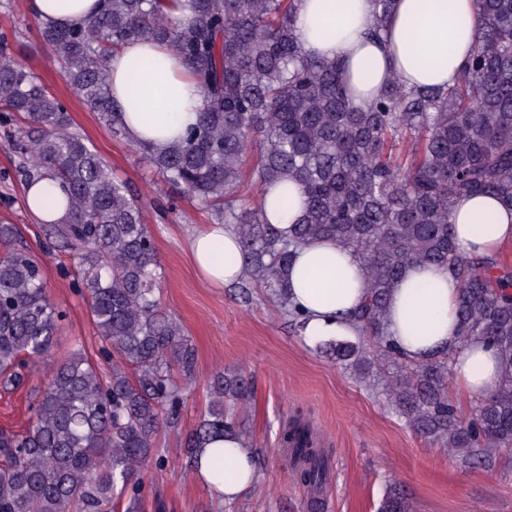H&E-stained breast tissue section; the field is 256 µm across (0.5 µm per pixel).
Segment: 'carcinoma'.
Here are the masks:
<instances>
[{
    "label": "carcinoma",
    "mask_w": 512,
    "mask_h": 512,
    "mask_svg": "<svg viewBox=\"0 0 512 512\" xmlns=\"http://www.w3.org/2000/svg\"><path fill=\"white\" fill-rule=\"evenodd\" d=\"M372 28L383 36L393 0H375ZM299 0H107L90 24L41 27L76 95L99 114L112 137L126 140L114 116L107 58L134 39L173 49L201 83L198 122L168 149L133 145L162 182L210 210L238 234L244 280L302 330L289 306L285 276L294 248L328 239L352 253L366 296L354 312V335L323 343L326 354L359 375L395 366L388 396L421 437L455 455L465 469L493 472L512 455V267L498 256L462 255L450 214L459 197L492 194L512 206V0H475L477 33L459 80L447 87L390 84L364 109L354 107L334 59L309 55L294 36ZM186 6L188 23L172 12ZM0 116L27 122L21 145L28 178L63 189L68 213L54 233L78 260L105 375L75 345L51 366L20 433L0 432V512H114L135 509L148 494L147 471L167 465L156 437L177 420L183 390L176 366L193 373L194 348L180 321L160 311L162 278L153 235L127 184L73 130L66 106L27 67L0 56ZM260 186L243 193L245 177ZM296 184L304 205L278 230L265 216L274 184ZM0 228V376L54 346L66 314L46 290L41 264ZM439 266L459 285V341L482 342L499 358L494 393L470 413L448 393L450 353L412 363L389 336V296L411 267ZM248 384L224 377L206 417L190 435L185 467L200 470L202 444L240 435L224 403L249 402ZM279 446L293 477L318 504L330 479L326 450L300 414L287 419ZM378 512H411L397 487Z\"/></svg>",
    "instance_id": "obj_1"
}]
</instances>
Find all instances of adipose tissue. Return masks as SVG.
Masks as SVG:
<instances>
[{
	"mask_svg": "<svg viewBox=\"0 0 512 512\" xmlns=\"http://www.w3.org/2000/svg\"><path fill=\"white\" fill-rule=\"evenodd\" d=\"M103 0H27V10L47 27H81L96 17ZM374 0H300L294 34L311 55L339 61L355 106L363 108L391 82L405 87H443L467 64L474 40L473 0H395L384 40L371 37ZM110 96L128 138L169 147L203 107L198 82L168 48L147 40L131 41L108 63ZM27 210L41 222H59L68 208L56 183L27 184ZM301 207L293 184L266 197L274 227L287 229ZM455 242L463 254L490 255L512 243V207L493 196L458 200L451 217ZM192 262L217 286L237 283L244 274L237 235L225 225L210 224L190 242ZM294 304L306 315L303 333L331 336L349 330L350 314L365 297L364 275L356 259L330 242L314 240L300 247L287 272ZM459 289L447 271L431 266L407 271L388 302V331L411 361L447 351L454 357L457 389L464 397L482 398L499 384L498 358L483 343L460 345L456 322ZM224 451V476L216 478L210 462ZM199 475L216 497L240 499L258 479L254 454L241 438L207 441Z\"/></svg>",
	"mask_w": 512,
	"mask_h": 512,
	"instance_id": "adipose-tissue-1",
	"label": "adipose tissue"
}]
</instances>
